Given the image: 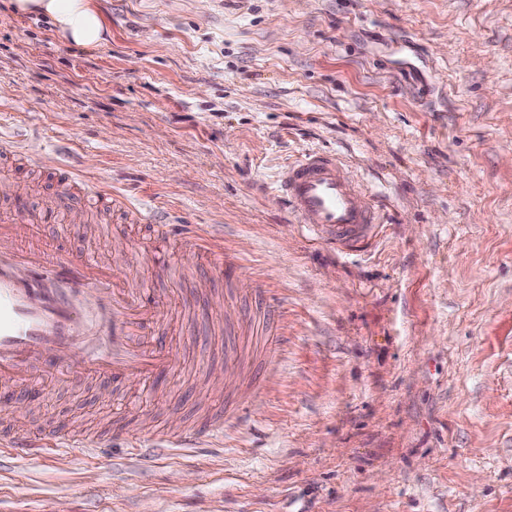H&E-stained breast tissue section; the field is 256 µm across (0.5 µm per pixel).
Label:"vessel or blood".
I'll return each mask as SVG.
<instances>
[{
	"label": "vessel or blood",
	"instance_id": "obj_1",
	"mask_svg": "<svg viewBox=\"0 0 512 512\" xmlns=\"http://www.w3.org/2000/svg\"><path fill=\"white\" fill-rule=\"evenodd\" d=\"M341 163L328 152H316L289 166L277 192L298 223L321 242L336 249L357 250L376 235L377 213L371 197L356 181L344 178ZM0 219V388L9 390L37 375L65 380L79 372L93 377H144L171 365L168 354L150 342L162 335L163 301L127 287L108 265L68 254L48 255L29 243L37 218L26 201ZM29 268L18 280L17 267ZM101 301L108 317L112 354L68 361L75 344L84 300ZM224 435V422L211 421L205 430L186 429L154 437L156 453L196 448ZM76 434L63 424L48 430H22L0 439L17 455H57Z\"/></svg>",
	"mask_w": 512,
	"mask_h": 512
}]
</instances>
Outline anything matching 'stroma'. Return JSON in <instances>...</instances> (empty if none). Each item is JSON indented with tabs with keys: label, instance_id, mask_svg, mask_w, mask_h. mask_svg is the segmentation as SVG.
<instances>
[{
	"label": "stroma",
	"instance_id": "stroma-1",
	"mask_svg": "<svg viewBox=\"0 0 512 512\" xmlns=\"http://www.w3.org/2000/svg\"><path fill=\"white\" fill-rule=\"evenodd\" d=\"M98 0L107 45L0 0V135L127 194L71 221L11 178L41 243L168 304L174 364L41 378L0 427H79L95 456L0 447V512H512V0ZM336 154L381 225L338 252L272 183ZM155 209L236 265L131 221ZM265 317L279 343H247ZM238 423L143 460L122 434Z\"/></svg>",
	"mask_w": 512,
	"mask_h": 512
}]
</instances>
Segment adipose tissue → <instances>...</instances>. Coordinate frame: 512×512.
Returning <instances> with one entry per match:
<instances>
[{
    "mask_svg": "<svg viewBox=\"0 0 512 512\" xmlns=\"http://www.w3.org/2000/svg\"><path fill=\"white\" fill-rule=\"evenodd\" d=\"M19 15L48 17L65 44L96 50L108 40L109 29L95 0H9Z\"/></svg>",
    "mask_w": 512,
    "mask_h": 512,
    "instance_id": "obj_1",
    "label": "adipose tissue"
}]
</instances>
